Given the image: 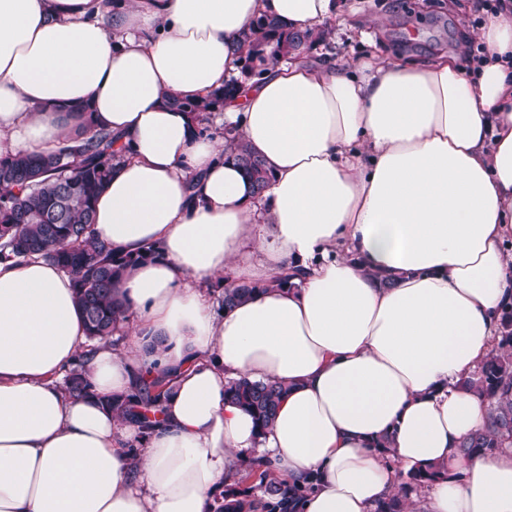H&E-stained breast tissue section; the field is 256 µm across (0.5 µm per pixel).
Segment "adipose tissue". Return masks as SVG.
<instances>
[{"label":"adipose tissue","instance_id":"ef3b65f1","mask_svg":"<svg viewBox=\"0 0 512 512\" xmlns=\"http://www.w3.org/2000/svg\"><path fill=\"white\" fill-rule=\"evenodd\" d=\"M339 0H0V156L39 153L84 113L125 145L95 237L154 258L120 284L139 320L124 351L89 345L71 277L0 262V512H211L263 455L295 512H376L425 475L423 512H512V448L464 456L487 404L467 385L512 306V8L487 15L486 61L371 54L348 69L305 49L226 100L273 178L263 193L166 105L239 74L250 21L288 29ZM289 275L282 288L272 287ZM256 285L214 309L216 279ZM84 364L74 398L62 382ZM160 377L148 432L104 399ZM288 392L266 431L228 380ZM145 435L143 448L131 442Z\"/></svg>","mask_w":512,"mask_h":512}]
</instances>
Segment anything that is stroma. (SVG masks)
Instances as JSON below:
<instances>
[{
	"mask_svg": "<svg viewBox=\"0 0 512 512\" xmlns=\"http://www.w3.org/2000/svg\"><path fill=\"white\" fill-rule=\"evenodd\" d=\"M343 15L327 24L324 41L308 50L312 60L343 65L372 53L425 62L457 53L462 37L478 30L477 0H341Z\"/></svg>",
	"mask_w": 512,
	"mask_h": 512,
	"instance_id": "1",
	"label": "stroma"
}]
</instances>
